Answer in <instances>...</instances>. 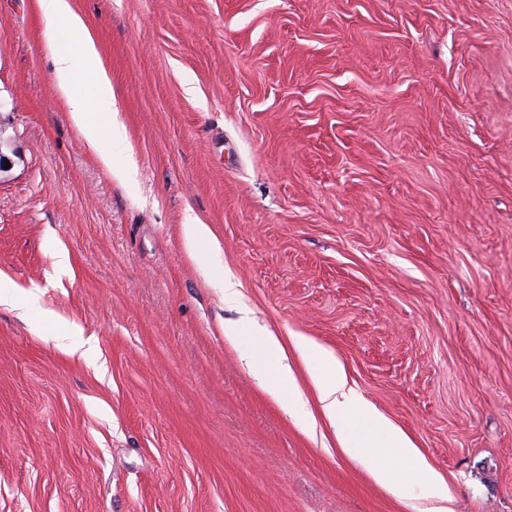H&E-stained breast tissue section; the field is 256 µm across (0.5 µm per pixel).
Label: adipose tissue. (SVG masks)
<instances>
[{"instance_id":"1","label":"adipose tissue","mask_w":512,"mask_h":512,"mask_svg":"<svg viewBox=\"0 0 512 512\" xmlns=\"http://www.w3.org/2000/svg\"><path fill=\"white\" fill-rule=\"evenodd\" d=\"M36 3L40 13L52 23L49 45L55 82L69 105L71 120L87 147L100 158L107 176L117 185H124L131 178V171L113 166L112 147L125 143V128L116 120L101 125L92 115L96 109L111 111L112 84L103 73L96 80L92 96H85L76 88V79L85 62L97 54L93 37L82 18L72 11L69 0H36ZM311 355L319 366L316 380L324 414L351 424L350 434L342 441L345 452L354 458L376 459L372 475L378 483L391 489L396 486L392 461L409 462L417 474H426L425 462L407 436L375 408L352 394L335 359L317 348L312 349ZM250 366L265 378L270 393L284 399L293 409H300L301 400L291 372L283 363L282 350L272 336L258 339Z\"/></svg>"}]
</instances>
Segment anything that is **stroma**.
I'll return each instance as SVG.
<instances>
[{"mask_svg":"<svg viewBox=\"0 0 512 512\" xmlns=\"http://www.w3.org/2000/svg\"><path fill=\"white\" fill-rule=\"evenodd\" d=\"M70 5L134 174L72 124L35 0H0V512H428L344 452L304 341L452 512H512V0ZM267 333L313 428L248 365Z\"/></svg>","mask_w":512,"mask_h":512,"instance_id":"stroma-1","label":"stroma"}]
</instances>
